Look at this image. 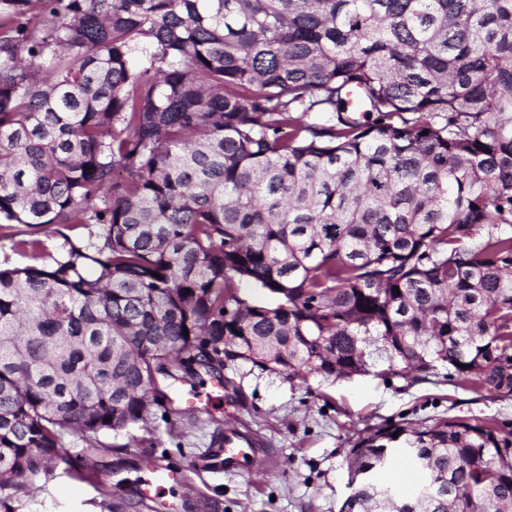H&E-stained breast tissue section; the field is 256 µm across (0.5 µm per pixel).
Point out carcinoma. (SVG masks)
<instances>
[{
	"label": "carcinoma",
	"mask_w": 512,
	"mask_h": 512,
	"mask_svg": "<svg viewBox=\"0 0 512 512\" xmlns=\"http://www.w3.org/2000/svg\"><path fill=\"white\" fill-rule=\"evenodd\" d=\"M14 224L63 242L3 236L29 258L0 268L4 512L65 435L149 423L174 369L350 377L376 346L512 395V0H0ZM350 455L343 512H512L493 419Z\"/></svg>",
	"instance_id": "obj_1"
}]
</instances>
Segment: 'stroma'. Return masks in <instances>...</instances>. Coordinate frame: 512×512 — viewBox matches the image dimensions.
Wrapping results in <instances>:
<instances>
[{"label":"stroma","mask_w":512,"mask_h":512,"mask_svg":"<svg viewBox=\"0 0 512 512\" xmlns=\"http://www.w3.org/2000/svg\"><path fill=\"white\" fill-rule=\"evenodd\" d=\"M368 362V372L335 380H292L241 360L215 375L160 380L171 398L166 415L100 435L95 451L66 437L70 465L37 479L15 512H341L350 450L375 427L458 416L512 430V396L460 382L445 366L429 380L407 379L376 349ZM230 426L259 439L264 459L250 472L196 469L194 458ZM150 451L176 479L146 496ZM90 467L97 476L88 480Z\"/></svg>","instance_id":"stroma-1"}]
</instances>
